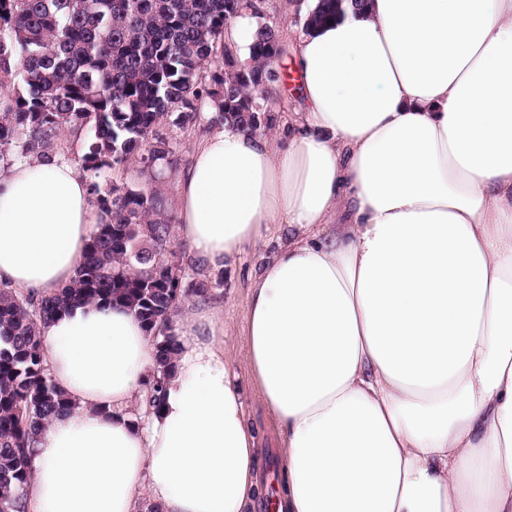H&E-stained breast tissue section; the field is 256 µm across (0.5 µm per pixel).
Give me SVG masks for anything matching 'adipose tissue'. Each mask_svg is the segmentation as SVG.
Segmentation results:
<instances>
[{
    "mask_svg": "<svg viewBox=\"0 0 512 512\" xmlns=\"http://www.w3.org/2000/svg\"><path fill=\"white\" fill-rule=\"evenodd\" d=\"M302 114L220 125L179 179L216 266L292 229L251 288V385L285 512H512V0H368L294 47ZM99 215L69 163L0 174V285H69ZM217 310L187 306L164 394L135 313L41 327L72 409L30 451L26 512H248L260 450Z\"/></svg>",
    "mask_w": 512,
    "mask_h": 512,
    "instance_id": "adipose-tissue-1",
    "label": "adipose tissue"
}]
</instances>
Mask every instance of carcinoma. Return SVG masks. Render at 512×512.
<instances>
[{"mask_svg":"<svg viewBox=\"0 0 512 512\" xmlns=\"http://www.w3.org/2000/svg\"><path fill=\"white\" fill-rule=\"evenodd\" d=\"M364 0H318L313 29ZM240 0H0V167L59 155L57 137L89 127L80 170H114L153 145L151 160L177 162L158 129L201 125L218 103L219 122L265 133L277 123L269 87L282 81L277 30L257 26L248 63L217 53ZM216 66L206 80L201 72ZM100 220L67 287L48 296L0 288V512H20L31 478L30 447L46 423L71 411L49 372L40 325L72 304L122 305L151 333L165 368L177 351L181 303L207 296L198 265L175 250L172 205L160 191L105 189L90 181ZM163 392L155 380L138 410Z\"/></svg>","mask_w":512,"mask_h":512,"instance_id":"cac0c4a2","label":"carcinoma"}]
</instances>
